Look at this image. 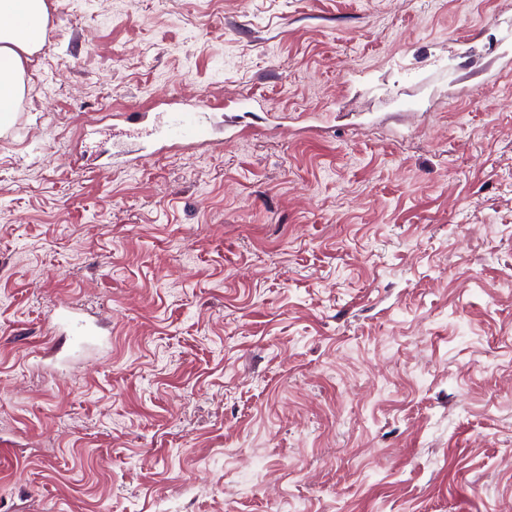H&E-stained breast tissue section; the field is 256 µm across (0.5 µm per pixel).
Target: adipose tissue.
<instances>
[{
	"instance_id": "obj_1",
	"label": "adipose tissue",
	"mask_w": 512,
	"mask_h": 512,
	"mask_svg": "<svg viewBox=\"0 0 512 512\" xmlns=\"http://www.w3.org/2000/svg\"><path fill=\"white\" fill-rule=\"evenodd\" d=\"M47 19L45 0H0V129L19 108L24 62L43 47Z\"/></svg>"
}]
</instances>
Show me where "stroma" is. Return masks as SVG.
<instances>
[{"label": "stroma", "instance_id": "35a3bbf8", "mask_svg": "<svg viewBox=\"0 0 512 512\" xmlns=\"http://www.w3.org/2000/svg\"><path fill=\"white\" fill-rule=\"evenodd\" d=\"M46 2L0 512H512V0ZM173 135L176 139L194 141L207 137L208 131L198 112H184L174 124Z\"/></svg>", "mask_w": 512, "mask_h": 512}]
</instances>
